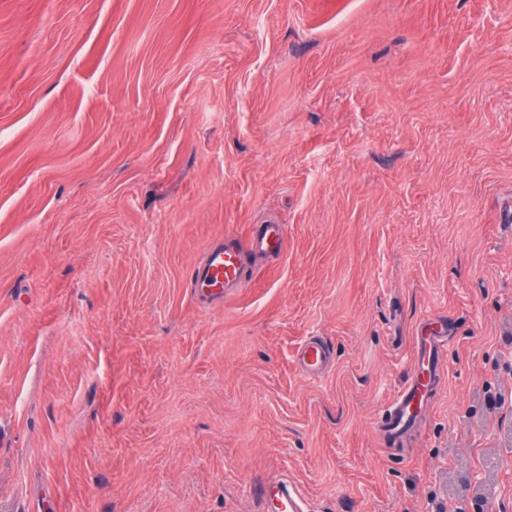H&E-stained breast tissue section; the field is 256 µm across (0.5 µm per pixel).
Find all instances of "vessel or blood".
Instances as JSON below:
<instances>
[{
    "label": "vessel or blood",
    "instance_id": "obj_1",
    "mask_svg": "<svg viewBox=\"0 0 512 512\" xmlns=\"http://www.w3.org/2000/svg\"><path fill=\"white\" fill-rule=\"evenodd\" d=\"M288 227L284 224H256L241 238L225 234L212 243L202 260L188 274L194 295L220 299L242 286L250 275V257H280L287 245ZM452 342L445 328L419 331L415 338V368L406 384L386 408L380 433L391 441L408 427L418 424L428 402L446 379L447 352ZM332 361L327 341L310 338L299 350L301 371L308 376L322 372ZM264 505L275 512H308L296 485L284 477L268 480L261 493Z\"/></svg>",
    "mask_w": 512,
    "mask_h": 512
}]
</instances>
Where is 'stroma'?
<instances>
[{"label": "stroma", "mask_w": 512, "mask_h": 512, "mask_svg": "<svg viewBox=\"0 0 512 512\" xmlns=\"http://www.w3.org/2000/svg\"><path fill=\"white\" fill-rule=\"evenodd\" d=\"M511 211L512 0H0V512H261L273 477L512 512ZM271 221L283 256L195 298ZM443 318L446 382L383 445ZM287 239L285 224H254L244 239L227 233L212 243L202 260L190 269L189 287L200 297L224 298L248 279L250 257L278 258L285 252ZM298 362L301 371L307 376L321 373L332 362L327 341L316 337L305 341L300 347Z\"/></svg>", "instance_id": "stroma-1"}]
</instances>
